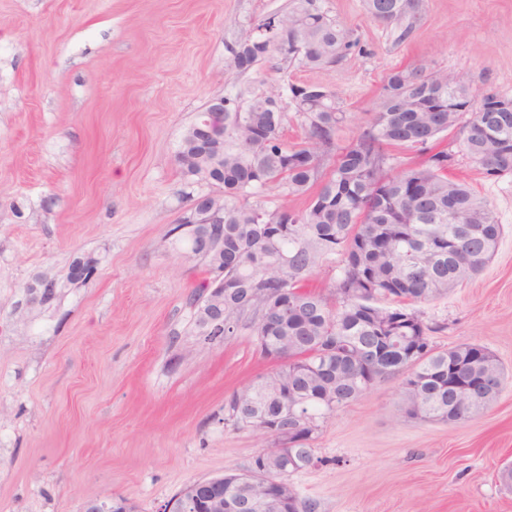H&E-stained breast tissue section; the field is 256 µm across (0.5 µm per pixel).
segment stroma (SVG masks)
<instances>
[{
    "label": "stroma",
    "instance_id": "stroma-1",
    "mask_svg": "<svg viewBox=\"0 0 512 512\" xmlns=\"http://www.w3.org/2000/svg\"><path fill=\"white\" fill-rule=\"evenodd\" d=\"M363 52L325 69L233 65L237 44L290 0H0V512H81L123 497L159 512L189 483L248 466L265 438L226 405L276 371L254 336L192 333L195 286L180 224L218 185L175 155L209 101L290 83L335 91L356 138L383 79L421 65L512 96V0H420L408 35L363 0H319ZM503 226L484 270L417 304L433 344L486 347L507 373L485 410L456 424L402 421L398 381L321 421L314 466L293 474L321 512H512V174L491 178L456 132L437 143ZM98 261L68 281L79 257ZM41 277L60 284L31 304ZM256 384L246 386L239 393L234 394L227 403L228 419L238 428H251L247 422V418L243 416L241 410L238 408V402H246L252 396V391Z\"/></svg>",
    "mask_w": 512,
    "mask_h": 512
}]
</instances>
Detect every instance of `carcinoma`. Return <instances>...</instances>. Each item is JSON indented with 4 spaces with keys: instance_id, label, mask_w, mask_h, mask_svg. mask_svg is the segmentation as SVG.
<instances>
[{
    "instance_id": "cac0c4a2",
    "label": "carcinoma",
    "mask_w": 512,
    "mask_h": 512,
    "mask_svg": "<svg viewBox=\"0 0 512 512\" xmlns=\"http://www.w3.org/2000/svg\"><path fill=\"white\" fill-rule=\"evenodd\" d=\"M371 19L406 34L418 19L419 0H365ZM257 34L234 55L252 64L278 55L304 69L330 67L362 49L356 30L329 18L317 0H291L288 11L256 26ZM299 84L273 87L243 102L224 97V111H205L184 132L176 155L184 177L224 188V251L205 254L188 241L189 253L210 271H224V339L249 330L259 344L284 350L275 385L292 371L304 374L336 344V381L325 386L311 376L294 387L309 388L306 406L316 419L332 415L375 384L400 381L398 418L455 424L472 415L448 389V360L480 381L494 401L505 386L501 363L490 352L475 361L462 344L439 350L435 327L412 304L448 293L476 276L494 256L502 225L490 204L461 179L448 178L452 154L439 151L426 162L393 176L389 149L426 150L441 135L459 129L463 146L486 175L512 174V106L502 94L480 91L464 77L426 67L395 69L383 80L379 102L355 140L341 146L336 135L348 112L331 92L316 108L298 101ZM296 102L305 138H284L288 113L282 97ZM471 117L463 119L466 112ZM333 160L330 171L324 161ZM309 197L303 210L284 202L269 210L262 194ZM341 256L336 306L308 289L313 270ZM312 307L281 316L278 292ZM250 384L227 403L229 420L249 427L238 402L252 396ZM286 436L274 437L267 453L270 473L284 480L301 471L288 465L289 447L313 464V449Z\"/></svg>"
}]
</instances>
